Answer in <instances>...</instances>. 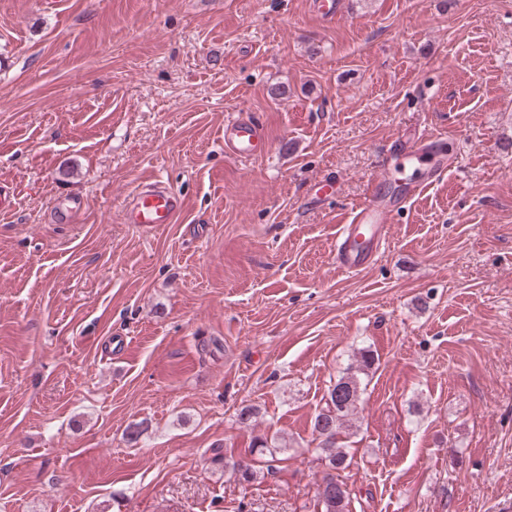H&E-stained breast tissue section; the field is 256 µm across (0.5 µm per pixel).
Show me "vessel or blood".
Wrapping results in <instances>:
<instances>
[{"instance_id":"b4317fda","label":"vessel or blood","mask_w":512,"mask_h":512,"mask_svg":"<svg viewBox=\"0 0 512 512\" xmlns=\"http://www.w3.org/2000/svg\"><path fill=\"white\" fill-rule=\"evenodd\" d=\"M394 143L402 149L404 159L417 167L422 165L427 153L437 149V139L431 135L413 141L398 137ZM224 149L246 161L263 156L266 139L262 128L243 113L228 115L224 120ZM183 208L184 200L179 193L159 182H146L126 201L122 220L127 224L157 227L175 223ZM393 220V209L376 192L371 193L367 202L342 213L335 241L337 269L348 274L366 269L385 242Z\"/></svg>"}]
</instances>
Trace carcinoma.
<instances>
[{"mask_svg":"<svg viewBox=\"0 0 512 512\" xmlns=\"http://www.w3.org/2000/svg\"><path fill=\"white\" fill-rule=\"evenodd\" d=\"M360 382L357 377H344L336 381L328 391L330 405L318 413L312 422L313 432L320 438L329 470L319 486L318 498L323 512H350V497L345 484L336 473L350 466L349 455L337 445L338 430L344 420L357 409Z\"/></svg>","mask_w":512,"mask_h":512,"instance_id":"1","label":"carcinoma"}]
</instances>
